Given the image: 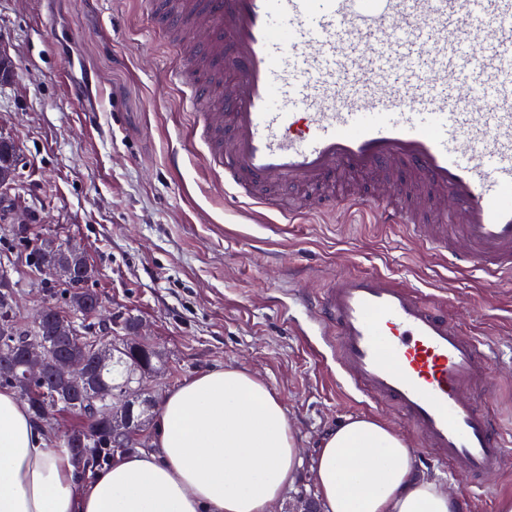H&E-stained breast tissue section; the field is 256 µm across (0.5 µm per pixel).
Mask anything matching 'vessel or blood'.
I'll return each instance as SVG.
<instances>
[{"label":"vessel or blood","instance_id":"b4317fda","mask_svg":"<svg viewBox=\"0 0 512 512\" xmlns=\"http://www.w3.org/2000/svg\"><path fill=\"white\" fill-rule=\"evenodd\" d=\"M150 3L164 32L206 29L195 76L172 77L199 107L205 166L235 202L292 222L335 209L337 175L402 170L424 207L375 195L355 207L460 271L512 278V0ZM279 182L316 195L286 208L266 193ZM309 308L351 388L393 403L437 462L476 478L506 467L503 428L478 401L490 347L446 306L349 273Z\"/></svg>","mask_w":512,"mask_h":512}]
</instances>
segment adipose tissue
<instances>
[{
	"mask_svg": "<svg viewBox=\"0 0 512 512\" xmlns=\"http://www.w3.org/2000/svg\"><path fill=\"white\" fill-rule=\"evenodd\" d=\"M299 450L285 408L238 367L167 393L151 448L78 472L14 391L0 388V512H270L295 482ZM414 448L354 418L315 460L321 512H461L439 482L415 477Z\"/></svg>",
	"mask_w": 512,
	"mask_h": 512,
	"instance_id": "ef3b65f1",
	"label": "adipose tissue"
}]
</instances>
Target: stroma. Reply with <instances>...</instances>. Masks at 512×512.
<instances>
[{"label":"stroma","mask_w":512,"mask_h":512,"mask_svg":"<svg viewBox=\"0 0 512 512\" xmlns=\"http://www.w3.org/2000/svg\"><path fill=\"white\" fill-rule=\"evenodd\" d=\"M0 49L13 65L0 85V135L21 158L14 189L0 193V274L17 292L22 322L43 301L30 248L57 237L93 267L87 286L101 310L91 335H121L115 319H131L153 347L142 398L160 402L228 366L277 393L302 458L295 490L314 492L323 436L367 417L410 439L419 472L455 491L463 512H497L512 497V443L505 470L479 483L434 461L393 405L346 387L301 302L348 271L442 292L449 317L491 345L496 386L485 404L512 429V283L488 286L480 271H456L367 210L289 224L225 200L168 81L191 48L153 32L148 0H0Z\"/></svg>","instance_id":"stroma-1"}]
</instances>
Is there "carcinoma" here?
<instances>
[{
	"label": "carcinoma",
	"instance_id": "1",
	"mask_svg": "<svg viewBox=\"0 0 512 512\" xmlns=\"http://www.w3.org/2000/svg\"><path fill=\"white\" fill-rule=\"evenodd\" d=\"M84 256L80 247L64 244L53 237H45L35 243L31 252L32 265L59 262L75 256ZM85 280L68 281V307L80 317V321L59 318L60 310L56 305L55 292L47 289L48 300L36 312L30 326L19 329L17 336L0 335V385L10 387L27 405L32 417L39 423L52 419L56 411H68L82 415L83 427L74 431L75 450L80 451L89 460V466H102L113 460L116 452V439L112 433V422L117 413L112 402L96 406V412L81 413L92 396V390L85 385L69 388L60 386L49 376L25 378L15 367L18 354L17 344L20 337L45 342L61 357H76L84 360L96 374L100 382L119 390L124 383L136 379L153 369L155 353L147 346L135 351L109 354L100 358L105 348L94 336L72 335L71 329L83 330L88 317L97 314L98 296L83 287ZM14 288L9 281L0 278V318L8 315L15 304Z\"/></svg>",
	"mask_w": 512,
	"mask_h": 512
}]
</instances>
